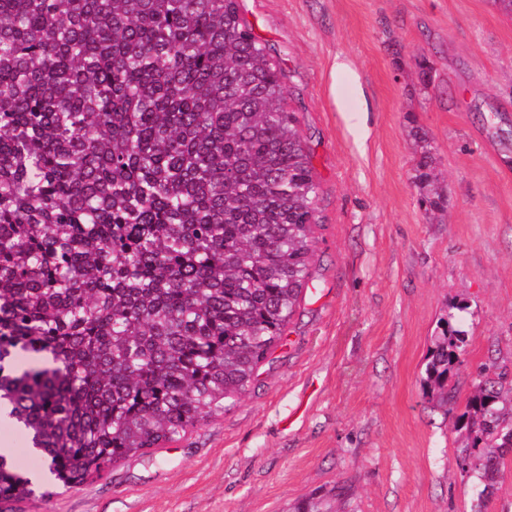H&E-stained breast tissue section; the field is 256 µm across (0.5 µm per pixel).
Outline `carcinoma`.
Masks as SVG:
<instances>
[{
  "label": "carcinoma",
  "instance_id": "carcinoma-1",
  "mask_svg": "<svg viewBox=\"0 0 512 512\" xmlns=\"http://www.w3.org/2000/svg\"><path fill=\"white\" fill-rule=\"evenodd\" d=\"M420 140L415 179L444 207ZM319 186L238 0H0V404L53 486L233 406L309 283ZM467 339L442 321L441 406ZM23 354L52 365L19 369ZM462 470L496 490L512 381L472 377ZM0 455V504L46 498Z\"/></svg>",
  "mask_w": 512,
  "mask_h": 512
}]
</instances>
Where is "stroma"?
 <instances>
[{
	"label": "stroma",
	"mask_w": 512,
	"mask_h": 512,
	"mask_svg": "<svg viewBox=\"0 0 512 512\" xmlns=\"http://www.w3.org/2000/svg\"><path fill=\"white\" fill-rule=\"evenodd\" d=\"M319 185L304 299L235 406L11 512H473L470 376L512 374V15L494 0H239ZM434 66L423 82L418 63ZM433 147L448 205L415 181ZM451 409L425 368L456 303Z\"/></svg>",
	"instance_id": "35a3bbf8"
}]
</instances>
